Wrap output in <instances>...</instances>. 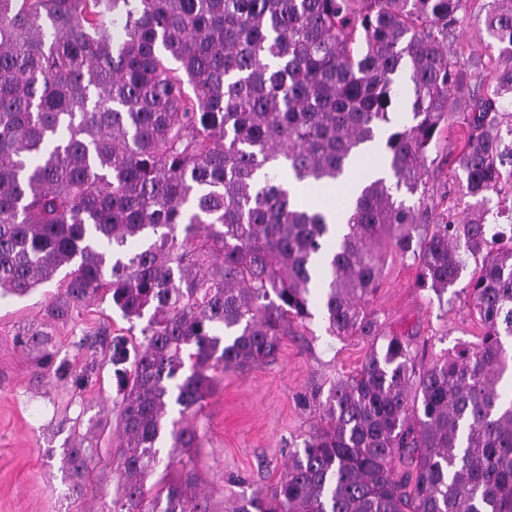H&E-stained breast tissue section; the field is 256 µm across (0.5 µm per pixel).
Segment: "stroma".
<instances>
[{"mask_svg": "<svg viewBox=\"0 0 512 512\" xmlns=\"http://www.w3.org/2000/svg\"><path fill=\"white\" fill-rule=\"evenodd\" d=\"M484 19V9L473 7L448 45L452 59L463 63L486 56ZM460 137L459 128L444 130L425 201L462 218L467 199L457 163ZM416 275L412 259L387 255L370 301L385 332L417 333L430 360L483 335L484 326L465 297L439 305L417 287ZM57 288L51 282L21 297L0 298V512H110L112 507L117 384L108 354L89 339L105 325L113 335H127L129 323L110 302L93 303L56 327V367L41 372L38 351L18 338L24 329L40 326ZM369 349L365 339L329 335L317 316L292 324L275 361L225 373L194 419L203 440L189 461L198 475L196 491L214 512H224L239 493L266 488L279 478L289 449L302 444L319 421L317 411L298 405L297 395L328 389L334 379L356 369ZM78 373L85 376L79 386L73 382ZM75 423L96 444L89 475L78 486L63 468L64 446Z\"/></svg>", "mask_w": 512, "mask_h": 512, "instance_id": "1", "label": "stroma"}]
</instances>
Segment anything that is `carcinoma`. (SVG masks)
I'll return each mask as SVG.
<instances>
[{
	"mask_svg": "<svg viewBox=\"0 0 512 512\" xmlns=\"http://www.w3.org/2000/svg\"><path fill=\"white\" fill-rule=\"evenodd\" d=\"M472 2L0 0V294L67 269L26 333L45 371L49 329L92 302L146 319L116 371L111 512H213L191 468L146 487L168 405L199 409L224 373L273 359L313 305L371 348L326 397H300L323 423L228 512H512V245L493 247L489 207L512 167V0L485 3L497 64L462 107L470 71L448 39ZM450 114L473 199L461 219L392 194L425 195ZM356 159L395 186L360 184L340 226L295 204L287 176L340 184ZM392 251L438 303L460 287L483 336L426 364L415 337L384 333L368 304ZM170 426L171 447H200ZM94 455L73 435L68 478Z\"/></svg>",
	"mask_w": 512,
	"mask_h": 512,
	"instance_id": "1",
	"label": "carcinoma"
}]
</instances>
